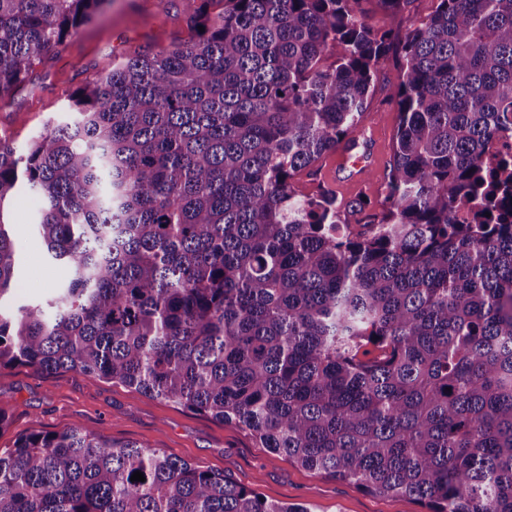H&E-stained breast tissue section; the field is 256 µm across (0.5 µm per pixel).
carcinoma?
<instances>
[{
    "mask_svg": "<svg viewBox=\"0 0 512 512\" xmlns=\"http://www.w3.org/2000/svg\"><path fill=\"white\" fill-rule=\"evenodd\" d=\"M105 2L0 0V97ZM192 2L197 41L0 140V368L118 382L426 512H512V154L484 162L512 139V0H437L403 35L409 0H375L380 24L363 0ZM389 56L379 208L298 197L295 175L355 143ZM21 189L64 276L18 304ZM0 512L312 510L76 425L0 454Z\"/></svg>",
    "mask_w": 512,
    "mask_h": 512,
    "instance_id": "1",
    "label": "carcinoma"
}]
</instances>
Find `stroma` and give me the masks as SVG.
Masks as SVG:
<instances>
[{"label": "stroma", "instance_id": "stroma-1", "mask_svg": "<svg viewBox=\"0 0 512 512\" xmlns=\"http://www.w3.org/2000/svg\"><path fill=\"white\" fill-rule=\"evenodd\" d=\"M187 9L186 0H109L102 14L67 40L59 53L35 65L24 86L0 99V139L23 146L49 118L61 116L70 93L121 59L145 47L159 50L196 39L185 20ZM397 84L395 66L384 63L368 110L379 143L369 174L357 183L344 178L336 150L321 158L314 173L294 178L299 194L314 196L326 187L341 203L365 197L379 201V176L392 160ZM15 234L22 267L16 293L22 299L40 298L56 286L63 269L48 259L44 245L26 225H17ZM0 406L9 422L0 432V450L12 447L19 435L62 431L77 424L115 440L163 449L224 474L270 502L304 504L313 512H425L412 498L367 494L305 469L258 447L234 424L74 371L41 374L22 366L2 368Z\"/></svg>", "mask_w": 512, "mask_h": 512}]
</instances>
